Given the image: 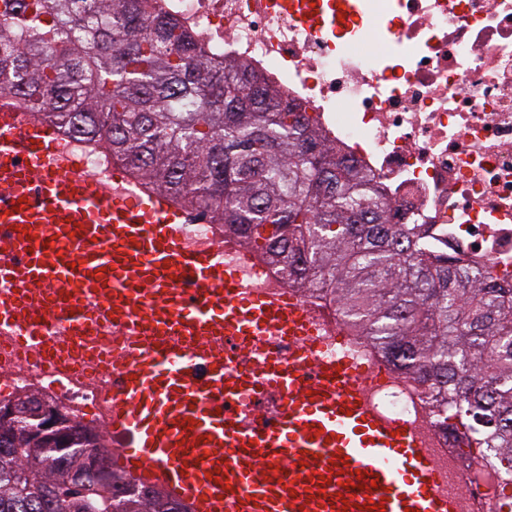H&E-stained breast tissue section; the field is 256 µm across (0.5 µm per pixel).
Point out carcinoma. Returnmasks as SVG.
I'll use <instances>...</instances> for the list:
<instances>
[{
  "instance_id": "cac0c4a2",
  "label": "carcinoma",
  "mask_w": 512,
  "mask_h": 512,
  "mask_svg": "<svg viewBox=\"0 0 512 512\" xmlns=\"http://www.w3.org/2000/svg\"><path fill=\"white\" fill-rule=\"evenodd\" d=\"M87 137L189 205L299 289H315L423 386L437 429L491 458L493 512L512 510V283L452 264L423 224H394L371 178L317 122L238 63L212 62L143 0H0V91ZM19 409L0 455V512H185L131 475L57 468Z\"/></svg>"
}]
</instances>
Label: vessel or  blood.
<instances>
[{
    "mask_svg": "<svg viewBox=\"0 0 512 512\" xmlns=\"http://www.w3.org/2000/svg\"><path fill=\"white\" fill-rule=\"evenodd\" d=\"M66 155L53 125L18 129L13 108L0 106V184L15 187L0 224L22 254L19 266L0 265V283L20 278L56 293L47 310L62 336L96 315L163 337L131 350L111 400L112 428L130 436L116 454L124 470L192 512H458L422 437L365 403L357 381L368 365L325 354L310 382L304 356L284 362L257 350L244 372L209 347L273 333L310 341L322 324L312 307L246 289L233 241L220 252L187 247L189 212L125 167L111 173L122 191L101 195L78 162L60 167ZM43 331L30 310L0 299V333L17 347ZM270 387L281 397L273 426L223 409L240 391Z\"/></svg>",
    "mask_w": 512,
    "mask_h": 512,
    "instance_id": "b4317fda",
    "label": "vessel or blood"
}]
</instances>
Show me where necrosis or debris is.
Listing matches in <instances>:
<instances>
[{"label":"necrosis or debris","instance_id":"4bbe7bcc","mask_svg":"<svg viewBox=\"0 0 512 512\" xmlns=\"http://www.w3.org/2000/svg\"><path fill=\"white\" fill-rule=\"evenodd\" d=\"M208 58L248 66L310 112L341 157L370 175L401 224L427 225L459 266L512 275V0H149ZM108 322L58 346L20 351L0 334V392L34 393L116 451L111 397L142 344ZM316 354L349 350L373 367L362 384L379 415L422 435L462 512H492L484 479L438 432L426 395L363 337L322 332Z\"/></svg>","mask_w":512,"mask_h":512}]
</instances>
